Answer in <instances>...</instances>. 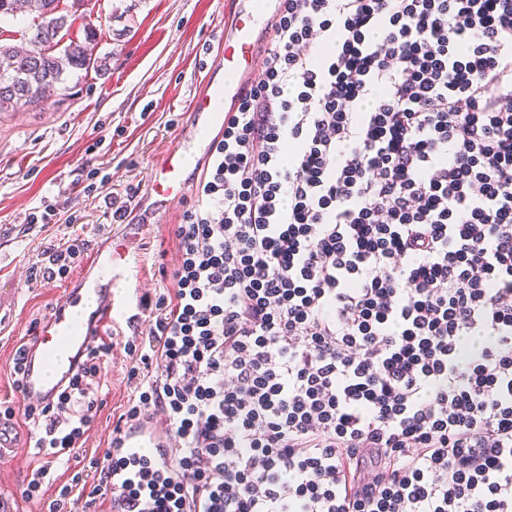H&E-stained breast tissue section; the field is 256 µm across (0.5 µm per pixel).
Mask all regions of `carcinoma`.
Here are the masks:
<instances>
[{"label":"carcinoma","mask_w":512,"mask_h":512,"mask_svg":"<svg viewBox=\"0 0 512 512\" xmlns=\"http://www.w3.org/2000/svg\"><path fill=\"white\" fill-rule=\"evenodd\" d=\"M24 8L33 18L28 47L0 42V112L42 110L46 92L77 71L108 70L110 55L98 52L92 27L81 40L68 38L74 18L63 0H0V20Z\"/></svg>","instance_id":"carcinoma-1"}]
</instances>
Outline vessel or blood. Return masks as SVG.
Listing matches in <instances>:
<instances>
[{"instance_id": "vessel-or-blood-1", "label": "vessel or blood", "mask_w": 512, "mask_h": 512, "mask_svg": "<svg viewBox=\"0 0 512 512\" xmlns=\"http://www.w3.org/2000/svg\"><path fill=\"white\" fill-rule=\"evenodd\" d=\"M233 4L225 18L224 81L207 85L189 107L198 141L206 150L221 133L225 113L235 111L249 89L260 47L280 9V0H233ZM187 165L185 147L170 150L158 165L151 195L162 202L180 197ZM121 257L111 243L97 247L81 276V289L68 295L34 336L22 380L26 402L36 405L51 399L75 373L93 337L100 335L114 314L125 312L127 299L116 295L112 275ZM164 445L163 430L155 421L145 419L137 428L124 430L115 453L126 457Z\"/></svg>"}]
</instances>
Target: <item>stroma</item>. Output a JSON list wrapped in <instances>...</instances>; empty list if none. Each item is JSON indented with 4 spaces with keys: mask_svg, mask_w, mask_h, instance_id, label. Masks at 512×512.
I'll return each mask as SVG.
<instances>
[{
    "mask_svg": "<svg viewBox=\"0 0 512 512\" xmlns=\"http://www.w3.org/2000/svg\"><path fill=\"white\" fill-rule=\"evenodd\" d=\"M224 2L86 0L74 29L98 27L99 51L112 56L108 70L70 75L72 94L54 93L42 112L0 113V400L16 398V346L45 323L85 267L79 261L66 280L43 281L45 246L75 234L94 247L115 237L129 246L126 263L115 269L118 288L135 301L162 293L157 256L170 264L178 258L171 227L195 198L201 164L190 160L181 198L158 207L148 189L160 159L188 139L191 100L223 78L215 57L224 47ZM91 169L96 188L89 192ZM131 187L140 190L143 223H112ZM47 205L55 209L53 223H29L30 213ZM135 361L123 348L113 350L101 371L102 404L84 435L85 457L56 463L61 479L111 441L136 385ZM42 463L25 447L0 458V491L19 499L20 512H48V497L25 492Z\"/></svg>",
    "mask_w": 512,
    "mask_h": 512,
    "instance_id": "stroma-1",
    "label": "stroma"
}]
</instances>
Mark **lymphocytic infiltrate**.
Here are the masks:
<instances>
[{"label": "lymphocytic infiltrate", "mask_w": 512, "mask_h": 512, "mask_svg": "<svg viewBox=\"0 0 512 512\" xmlns=\"http://www.w3.org/2000/svg\"><path fill=\"white\" fill-rule=\"evenodd\" d=\"M136 341L43 406L82 448L113 348L162 451L112 512H512V0H282ZM88 242L43 252L66 278Z\"/></svg>", "instance_id": "lymphocytic-infiltrate-1"}]
</instances>
